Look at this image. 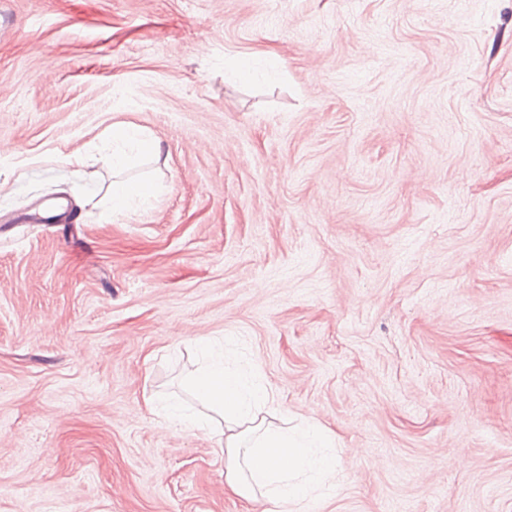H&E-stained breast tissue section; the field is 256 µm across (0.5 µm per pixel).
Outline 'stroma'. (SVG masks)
<instances>
[{"mask_svg": "<svg viewBox=\"0 0 512 512\" xmlns=\"http://www.w3.org/2000/svg\"><path fill=\"white\" fill-rule=\"evenodd\" d=\"M0 142V512H262L146 406L203 337L335 438L312 512H512V0H0ZM134 139L137 149L142 153H149L151 155L160 156L159 141L152 137L145 136L143 133L134 132L132 135L125 128L117 127L112 128V142L125 143L128 140ZM154 194V188L149 183H139L130 185L126 183H116L112 185V209L113 211L124 210L130 200L135 198L148 199Z\"/></svg>", "mask_w": 512, "mask_h": 512, "instance_id": "1", "label": "stroma"}]
</instances>
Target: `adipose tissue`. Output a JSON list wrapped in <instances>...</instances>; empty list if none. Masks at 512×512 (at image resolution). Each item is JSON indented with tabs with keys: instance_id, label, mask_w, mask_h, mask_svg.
Listing matches in <instances>:
<instances>
[{
	"instance_id": "obj_1",
	"label": "adipose tissue",
	"mask_w": 512,
	"mask_h": 512,
	"mask_svg": "<svg viewBox=\"0 0 512 512\" xmlns=\"http://www.w3.org/2000/svg\"><path fill=\"white\" fill-rule=\"evenodd\" d=\"M189 385L224 421L218 445L228 493L266 499V512H306L333 487L341 462L330 454L333 442L322 427L274 423V393L233 366L230 357H210Z\"/></svg>"
}]
</instances>
